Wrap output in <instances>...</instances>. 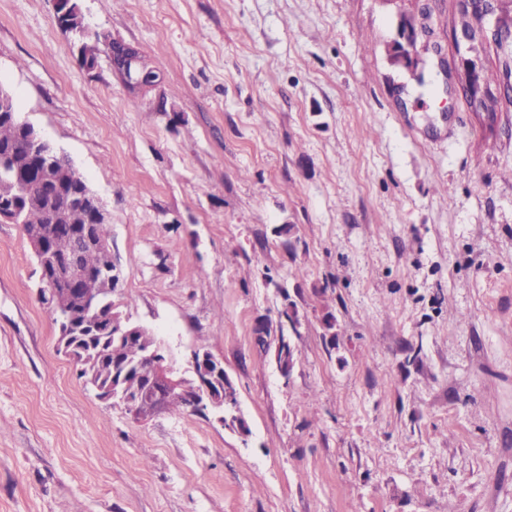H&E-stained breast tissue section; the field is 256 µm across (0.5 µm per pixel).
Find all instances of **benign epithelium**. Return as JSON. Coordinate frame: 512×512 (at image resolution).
<instances>
[{
	"instance_id": "benign-epithelium-1",
	"label": "benign epithelium",
	"mask_w": 512,
	"mask_h": 512,
	"mask_svg": "<svg viewBox=\"0 0 512 512\" xmlns=\"http://www.w3.org/2000/svg\"><path fill=\"white\" fill-rule=\"evenodd\" d=\"M71 2L72 0H53L55 14L67 18L69 25L65 26L66 30L77 32L83 37L99 38L114 47L112 55L109 56L112 71L129 91L143 92L161 83V75L145 67L143 53L138 46L114 38L107 32L89 28L84 23L82 14L72 9ZM11 102V90L1 84L0 116L7 115L20 124L26 132L34 163L40 172L50 174L54 164L65 158V154L44 139L31 123L20 119L18 112L10 108ZM71 173L74 183L57 184L55 192L66 197L69 208L89 218V221L78 226L74 233L76 248L67 267L52 275L45 270L44 264L52 252V240L48 233L28 234L26 238L40 268L39 300L47 307L59 327L64 329V333L58 336V352L72 362L79 363L87 357L98 359V351L81 344L79 335L82 327L105 323L107 331L114 332L121 340H129L149 331V328L132 321L115 303L85 294L80 288L85 275L80 258L87 250H98L105 257L99 274L112 284H118L124 273L112 254L109 241L100 238L96 231V225L108 223V215L101 199L76 169H71ZM63 282L67 283L72 298L69 308L60 307L55 302L58 286ZM287 343V338L279 340L275 351L277 370L286 381L291 379L295 366L293 362H284ZM140 361L149 362L152 373L141 394L135 399L126 392V377L136 369V364L129 361L112 366L109 380H98L90 373L85 376L84 384L90 387L99 400L121 407L137 421H145L167 412L169 398L178 394L187 398L189 411L210 415L222 426L241 435L248 434L237 390L224 372V362L212 353L197 346L191 350L186 364L183 365L173 356L165 339L157 335L154 346L143 353Z\"/></svg>"
}]
</instances>
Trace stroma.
<instances>
[{"instance_id": "1", "label": "stroma", "mask_w": 512, "mask_h": 512, "mask_svg": "<svg viewBox=\"0 0 512 512\" xmlns=\"http://www.w3.org/2000/svg\"><path fill=\"white\" fill-rule=\"evenodd\" d=\"M79 5L161 84L85 68L51 0H0V83L102 199L114 301L222 359L250 433L96 399L0 221V512H512V108L448 88L462 0Z\"/></svg>"}]
</instances>
